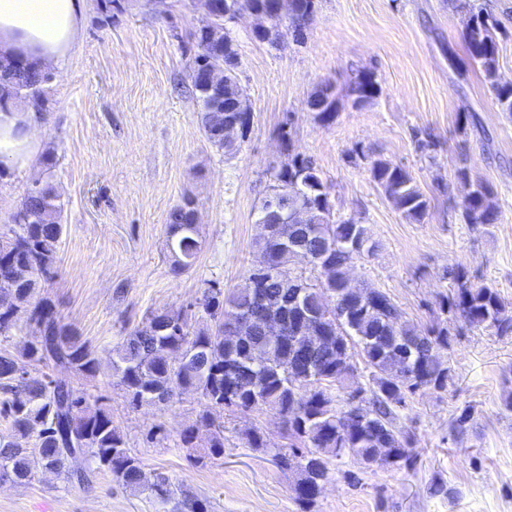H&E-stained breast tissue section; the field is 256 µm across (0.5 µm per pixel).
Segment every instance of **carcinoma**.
Instances as JSON below:
<instances>
[{
	"label": "carcinoma",
	"instance_id": "cac0c4a2",
	"mask_svg": "<svg viewBox=\"0 0 512 512\" xmlns=\"http://www.w3.org/2000/svg\"><path fill=\"white\" fill-rule=\"evenodd\" d=\"M225 0H206L213 20L194 31L197 48L190 67L192 92L200 105V125L208 142L232 154L224 146V102L238 89L239 54L226 28ZM450 6L468 15L463 41L473 64L483 73L500 110L512 116V84L498 80L499 46L496 31L501 23L492 13L470 0H451ZM315 12L314 0H297L288 32L294 40ZM228 67L227 84L213 85L209 73ZM54 75L27 63L0 60V90L20 103L49 106L48 86ZM348 91L356 106L373 103L379 86L371 73L360 72ZM336 87L325 82L310 97V106L323 122L336 114ZM53 153L41 162V172L31 180L11 223L0 225V276L12 275V288L0 287V417L11 434L0 436V482L31 480L29 452L21 441L35 439L42 467L66 477L72 487L89 485L90 478L73 479L72 453L83 452L95 469L112 475L117 484L146 491L174 512H208L201 500L177 499L169 479H146L142 461L131 454L126 440L112 420L105 398L71 384H55L48 367H64L83 377H94L101 365L94 352L73 329L62 322L55 305L36 290L57 276L62 236V204L50 181ZM370 174L386 198L406 218L419 220L428 199L402 166L383 158L370 161ZM270 192L297 202L305 188L324 182L313 160L301 154L288 156L276 170ZM470 224H494L499 207L492 189L481 181L459 204ZM320 235L307 227L283 224L259 238L257 252L268 256L271 268L302 278L308 285L303 301L316 314L313 324L324 344L313 355L317 378L306 379L301 336L309 325L300 319L287 322L284 338L262 334L259 325L230 328L235 311L253 305L252 294L240 289L224 296L212 286L196 300V312L211 327L193 332L187 310L151 312L124 337L115 349L109 375L124 389L129 404L166 406L186 392L204 400L196 425L178 434L176 445L198 452L194 463L224 456V425L214 418L219 410L248 412L269 408L284 421L288 445L275 449L281 467L294 474L295 500L301 512H313L321 486L330 476V460L348 455L369 469L378 464L376 449H388V463L406 466L415 461L414 439L396 424L398 410L421 389L442 390L448 385V322L458 318L465 325L503 336L512 334V304L489 285L470 280L467 269L451 264L446 277L450 292L437 302L432 323L421 330L404 319L400 307L384 291L364 288L362 296L341 293L350 281L349 270L361 258L347 242L354 235L368 241L366 253L377 244L368 228L357 222L333 220L331 209L315 214ZM294 238L302 250L323 255L331 269L325 281L297 271L295 255L282 244L283 235ZM166 248L171 271L180 275L192 268L201 249L192 199L187 198L169 214ZM24 334L23 346L13 351L5 342ZM370 370L369 397L360 386L349 387L357 371L355 358ZM348 391L340 407L331 387ZM206 442L197 444L200 431Z\"/></svg>",
	"mask_w": 512,
	"mask_h": 512
}]
</instances>
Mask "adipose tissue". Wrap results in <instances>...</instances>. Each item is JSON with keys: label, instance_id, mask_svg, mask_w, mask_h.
Instances as JSON below:
<instances>
[{"label": "adipose tissue", "instance_id": "1", "mask_svg": "<svg viewBox=\"0 0 512 512\" xmlns=\"http://www.w3.org/2000/svg\"><path fill=\"white\" fill-rule=\"evenodd\" d=\"M85 0H0V58L61 67L83 37ZM41 110L15 101L0 108V161L32 170L42 151Z\"/></svg>", "mask_w": 512, "mask_h": 512}]
</instances>
